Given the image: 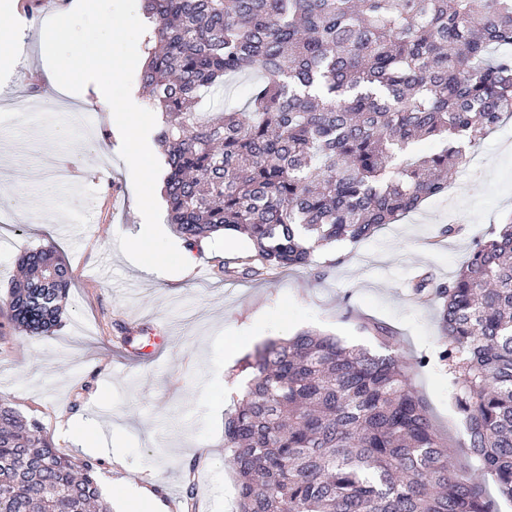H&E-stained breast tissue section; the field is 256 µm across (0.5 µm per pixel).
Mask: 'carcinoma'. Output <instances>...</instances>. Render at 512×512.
<instances>
[{"instance_id":"1","label":"carcinoma","mask_w":512,"mask_h":512,"mask_svg":"<svg viewBox=\"0 0 512 512\" xmlns=\"http://www.w3.org/2000/svg\"><path fill=\"white\" fill-rule=\"evenodd\" d=\"M140 84L162 114L169 223L190 248L252 242L219 277L306 268L448 191L466 148L512 117V0H143ZM258 71L245 107L228 76ZM434 136L439 152L406 158ZM7 324L49 335L71 284L47 245L18 258ZM438 301L455 405L481 475L451 469L443 440L390 354L315 330L246 359L224 420L237 512H494L512 501V222L478 241L454 278L416 277ZM0 402V512H109L94 474Z\"/></svg>"}]
</instances>
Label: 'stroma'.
Segmentation results:
<instances>
[{
  "mask_svg": "<svg viewBox=\"0 0 512 512\" xmlns=\"http://www.w3.org/2000/svg\"><path fill=\"white\" fill-rule=\"evenodd\" d=\"M60 10L52 0L17 20L7 46L17 64L0 98L18 103L28 95L27 73L42 68L39 32ZM43 100L40 112L0 111V186L25 185L29 205L0 227V307L19 255L47 243L56 245L73 281L52 334L0 328V399L37 420L60 453L78 459L86 453L73 441L71 422L91 433L111 429L96 478L112 512H135L136 491L148 487L158 489L166 512H187L189 487L194 512H236L224 418L245 383L240 367L257 345L306 329L374 352L379 345L366 323L394 330L407 363L429 360L416 370L413 389L452 448L453 468H477L463 446L448 368L437 360V306L418 299L411 281L425 274L448 282L474 241L512 218L511 119L468 153L446 195L360 243L318 251L312 267L216 277L213 264L250 250L244 239L219 236L197 253L188 276L172 268L148 276L135 268L130 249L143 221L131 175L93 85ZM49 157L71 169V183L48 175ZM451 221L463 225L462 234L442 236ZM120 331L131 344L117 342ZM158 336L165 339L159 354L138 362L136 353L149 351Z\"/></svg>",
  "mask_w": 512,
  "mask_h": 512,
  "instance_id": "1",
  "label": "stroma"
}]
</instances>
